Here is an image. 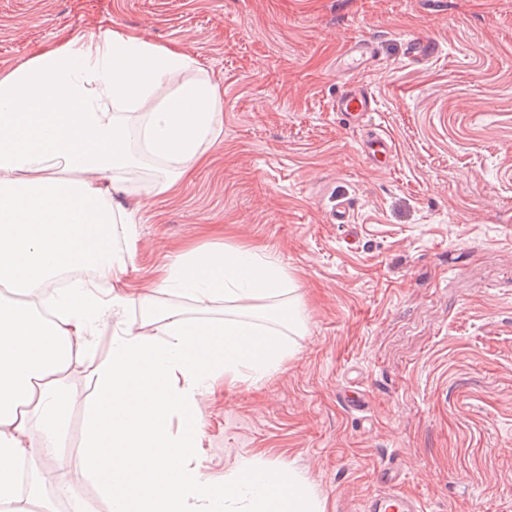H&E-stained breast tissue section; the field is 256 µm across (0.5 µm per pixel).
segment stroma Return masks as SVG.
Instances as JSON below:
<instances>
[{
  "label": "stroma",
  "instance_id": "1",
  "mask_svg": "<svg viewBox=\"0 0 512 512\" xmlns=\"http://www.w3.org/2000/svg\"><path fill=\"white\" fill-rule=\"evenodd\" d=\"M118 26L195 56L223 101L206 162L137 215L128 282L189 241L245 244L300 295L282 370L205 399L206 473L283 463L325 512H357L395 454L428 512H512V0H0V70ZM412 36L439 53L412 66ZM358 37L375 61L342 74ZM349 79L377 100L359 127L329 108ZM373 131L388 166L363 153ZM342 202L350 223H330ZM69 383L57 478L94 500L85 363Z\"/></svg>",
  "mask_w": 512,
  "mask_h": 512
}]
</instances>
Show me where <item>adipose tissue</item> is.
I'll use <instances>...</instances> for the list:
<instances>
[{
  "mask_svg": "<svg viewBox=\"0 0 512 512\" xmlns=\"http://www.w3.org/2000/svg\"><path fill=\"white\" fill-rule=\"evenodd\" d=\"M221 126L199 61L136 31L86 33L0 71V286L15 294L0 299V512H52L53 491L88 512L55 469L68 372L105 331L81 464L108 512H324L287 466L248 461L215 480L201 465L204 397L262 382L292 355L302 324L287 270L250 247L189 246L149 283L125 282L132 250L115 229L136 211L117 195L137 178L138 154L162 166L145 204L203 161Z\"/></svg>",
  "mask_w": 512,
  "mask_h": 512,
  "instance_id": "adipose-tissue-1",
  "label": "adipose tissue"
}]
</instances>
